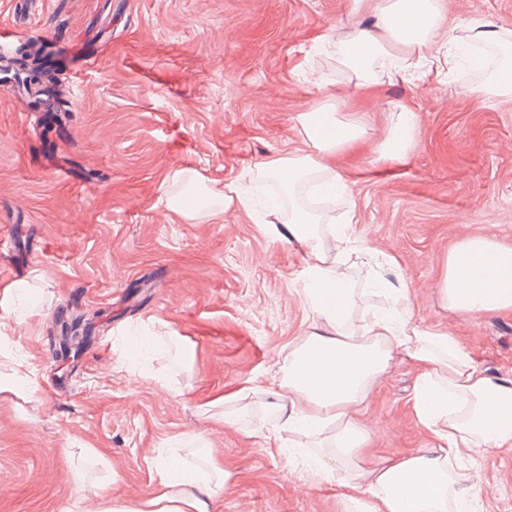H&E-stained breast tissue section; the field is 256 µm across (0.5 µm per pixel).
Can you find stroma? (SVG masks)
<instances>
[{
	"label": "stroma",
	"instance_id": "obj_1",
	"mask_svg": "<svg viewBox=\"0 0 512 512\" xmlns=\"http://www.w3.org/2000/svg\"><path fill=\"white\" fill-rule=\"evenodd\" d=\"M448 14L459 35L481 19L512 30V0H453ZM40 17L18 46L80 42L93 56L62 58L66 136L0 86V290L26 285L41 301L0 308V371L22 364L40 387L31 401L0 392V512H59L115 475L137 496L156 486L159 457L199 466L208 447L232 473L220 512H346L292 454L299 436L282 432L278 450L254 417L227 428L206 415L279 375L312 323L300 247L262 224L258 204L196 220L168 204L187 187L174 171L220 189L303 152L298 117L328 98L377 137L400 104L414 110L405 165L376 166L368 143L330 159L348 190L328 212L408 288L413 322L452 329L488 373L512 378V315L464 317L434 289L461 239L512 244L511 99L476 94L478 75L460 67L433 82L395 71L361 93L315 52L329 28L374 25L353 0H41ZM64 305L93 315L95 332L61 367ZM414 379L399 361L373 382L364 461L430 447ZM460 485L476 512H512V448L473 455Z\"/></svg>",
	"mask_w": 512,
	"mask_h": 512
}]
</instances>
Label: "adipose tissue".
<instances>
[{"label":"adipose tissue","instance_id":"obj_1","mask_svg":"<svg viewBox=\"0 0 512 512\" xmlns=\"http://www.w3.org/2000/svg\"><path fill=\"white\" fill-rule=\"evenodd\" d=\"M357 9H375L376 25H351L326 35L337 69L361 89L382 82L393 67L420 81L444 76L448 64V8L445 0H355ZM472 38L499 43L507 64L476 86L477 94L512 98V41L488 22L470 25ZM309 150L257 163L259 176L278 181L286 193L322 183L343 188L341 174H328L329 158L372 142L377 165L391 167L410 157L417 140L411 107L401 106L387 133L371 129L337 104L326 102L299 118ZM251 205L230 182L223 189L203 187L175 198L171 207L196 218L229 203ZM324 214L290 205L271 207L267 221L280 225L282 240L305 254L302 292L316 318L314 326L284 358L282 377L261 390L264 404L281 427L330 449L349 472L344 496L350 512H472L454 478L471 447L512 448V379L485 372L454 336L413 323L406 289L393 287L376 269L368 285L355 287L350 254L359 252L351 237L326 240ZM438 290L449 309L464 316L512 313V246L489 236L468 237L448 254ZM360 319H353L355 307ZM416 368L412 408L433 436L432 447L381 459L374 467L358 462L371 439L362 422L369 386L399 358ZM159 483L132 499L98 493L83 512H216L230 470L213 465L212 476L198 478L177 470L172 457L156 463Z\"/></svg>","mask_w":512,"mask_h":512}]
</instances>
